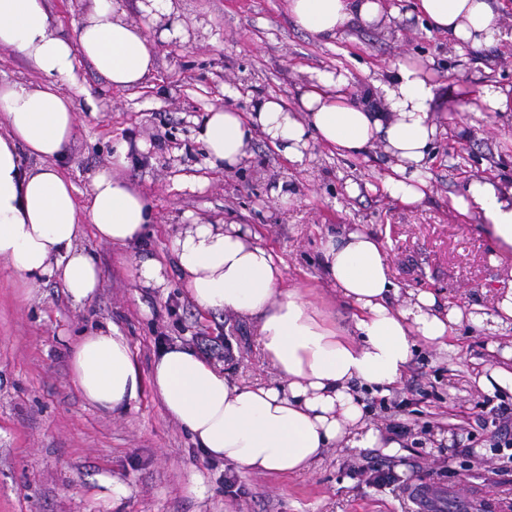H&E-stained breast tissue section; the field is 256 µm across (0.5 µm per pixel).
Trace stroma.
<instances>
[{
	"instance_id": "1",
	"label": "stroma",
	"mask_w": 512,
	"mask_h": 512,
	"mask_svg": "<svg viewBox=\"0 0 512 512\" xmlns=\"http://www.w3.org/2000/svg\"><path fill=\"white\" fill-rule=\"evenodd\" d=\"M186 38L167 41L168 18L149 25L158 67L144 86L113 89L89 61L77 76L75 131L61 172L86 202L92 176L111 162L113 143L134 150L120 177L152 205L156 221L142 245L117 248L85 228L77 245L102 272L95 295L73 301L57 281L24 285L0 259V512H411L402 487L418 479L444 489L450 512L477 498L486 512H512V448L490 436L512 394L489 395L475 379L494 367L488 331L457 326L453 347L418 344L401 384L382 394L360 388L379 429L408 431L396 453L381 448L327 449L312 472L290 477L236 473L202 459L160 399L144 390L121 416L89 405L70 380L68 346L84 331L114 324L141 371L164 344L199 348L236 381L274 384L252 323L205 312L187 296L177 271L163 288L144 289L134 263L171 260V243L193 220L248 225L286 264L288 285L307 290L321 317L345 325L350 309L322 277L321 243L355 224L380 237L400 298L428 290L440 301L493 311L512 290V257L500 258L477 216L451 209V195L476 176L512 181V112L478 111L486 83L512 91V43L478 51L467 66L447 36L428 31L410 0L382 28L352 27L333 41L297 28L287 0H177ZM425 64L437 83L432 117L439 134L429 163L430 191L407 207L380 189L389 170L382 147L341 157L314 144L304 165L290 163L262 133L237 169L208 167L198 131L206 112L227 105L250 113L257 100H296L312 70L349 71L365 98L372 81L398 62ZM292 185L289 206L270 195ZM360 192L349 196V183ZM443 436L441 444L432 439ZM392 469L380 488L354 475L352 463Z\"/></svg>"
}]
</instances>
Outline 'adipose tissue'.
I'll return each mask as SVG.
<instances>
[{
	"label": "adipose tissue",
	"mask_w": 512,
	"mask_h": 512,
	"mask_svg": "<svg viewBox=\"0 0 512 512\" xmlns=\"http://www.w3.org/2000/svg\"><path fill=\"white\" fill-rule=\"evenodd\" d=\"M429 30L458 49H480L511 38L500 0H414ZM295 25L320 39L352 25L372 28L396 16L389 0H288ZM0 49L26 59L38 84L0 82V259L26 282L59 281L77 302L91 298L100 271L76 245L92 224L107 245L141 244L155 220L147 199L119 178L130 147L112 148L110 167L96 172L89 204L56 166L72 139L76 112L65 87L77 84L76 61L87 59L112 88L146 83L156 53L146 24L128 20L119 0H90L76 40L63 37L48 0H0ZM345 70H317L299 87L294 105L270 97L250 116L215 107L199 137L210 167L230 170L250 154L254 131L304 164L311 142L355 157L381 145L390 158L383 192L405 206L419 204L429 187L426 160L438 135L431 103L436 83L422 66L403 62L376 82L384 109L356 103ZM34 157L24 167L23 156ZM460 215H478L497 249L512 253V184L474 177L451 198ZM183 286L197 306L251 319L276 385H242L222 367L181 343L164 347L142 374L130 345L114 325L86 331L68 352L71 382L83 399L108 415L127 411L151 388L170 419L186 429L204 457L256 475L309 471L334 444L396 449L367 419L355 384L382 390L398 384L416 342L444 350L456 325L512 329V291L494 313L440 304L430 291L390 300L397 288L379 238L357 226L329 236L323 246L327 281L355 310L343 329L320 320L298 287H285V263L256 235L229 222H194L171 245Z\"/></svg>",
	"instance_id": "ef3b65f1"
}]
</instances>
